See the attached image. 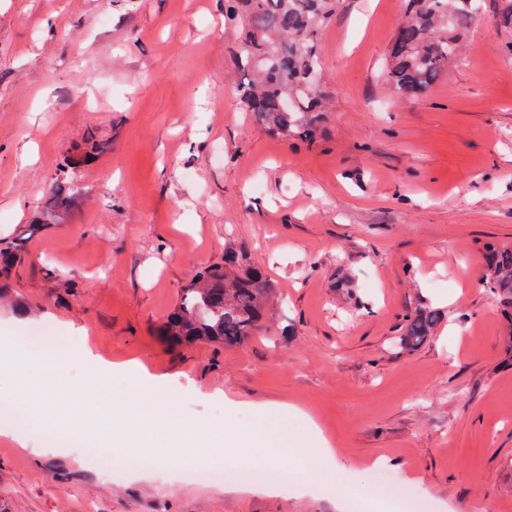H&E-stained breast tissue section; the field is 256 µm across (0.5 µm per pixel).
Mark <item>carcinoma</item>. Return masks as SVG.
Instances as JSON below:
<instances>
[{
    "instance_id": "cac0c4a2",
    "label": "carcinoma",
    "mask_w": 512,
    "mask_h": 512,
    "mask_svg": "<svg viewBox=\"0 0 512 512\" xmlns=\"http://www.w3.org/2000/svg\"><path fill=\"white\" fill-rule=\"evenodd\" d=\"M340 0H224V18L240 30L235 57L241 109L259 127L285 139L313 140L328 111L322 90L318 37L336 14ZM483 0H403L402 20L385 59L387 83L398 97H415L440 79L460 56ZM100 155L92 137L66 160L74 178L88 159ZM76 192L55 196L35 213L33 226L58 223L77 206ZM21 244L0 242V296L6 277L21 259ZM485 286L512 323V247H486ZM274 286L232 251L224 263L198 267L177 305L166 315L160 335L174 347L207 344L216 349L242 345L260 331ZM440 313L416 310L403 317L395 346L414 349L434 335Z\"/></svg>"
}]
</instances>
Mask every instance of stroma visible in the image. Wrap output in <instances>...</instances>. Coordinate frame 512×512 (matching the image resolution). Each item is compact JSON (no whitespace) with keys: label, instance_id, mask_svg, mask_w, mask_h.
<instances>
[{"label":"stroma","instance_id":"obj_1","mask_svg":"<svg viewBox=\"0 0 512 512\" xmlns=\"http://www.w3.org/2000/svg\"><path fill=\"white\" fill-rule=\"evenodd\" d=\"M401 4L341 0L319 40L328 132L307 144L241 111L221 0H0V237H23L11 283L37 310L0 300V336L69 352L29 395L48 382L70 406L86 351L116 376L137 362L185 424L254 436L293 483L107 479L39 424L22 445L0 434V512H348L311 487L310 448L333 449L347 487L385 458L434 512L512 504V338L480 251L512 244V30L485 0L448 77L396 98L383 66ZM89 137L105 150L69 180L64 158ZM68 187L71 219L30 231ZM229 250L273 282L272 319L218 354L169 348L164 317ZM418 308L440 312L436 335L396 349ZM104 406L87 398L64 434L118 454L166 443L154 428L109 440Z\"/></svg>","mask_w":512,"mask_h":512}]
</instances>
